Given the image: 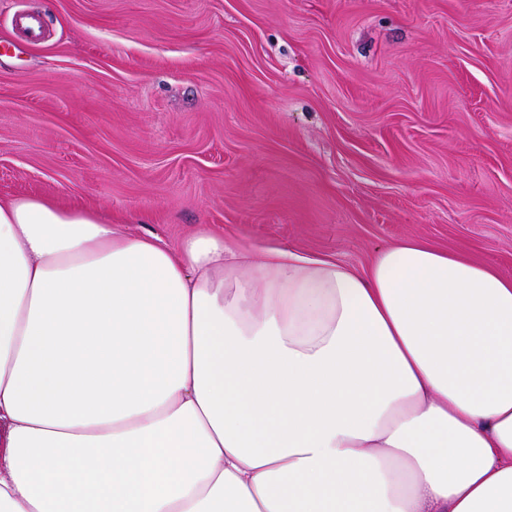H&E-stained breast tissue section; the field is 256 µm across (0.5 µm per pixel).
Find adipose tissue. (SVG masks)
I'll use <instances>...</instances> for the list:
<instances>
[{
  "label": "adipose tissue",
  "mask_w": 512,
  "mask_h": 512,
  "mask_svg": "<svg viewBox=\"0 0 512 512\" xmlns=\"http://www.w3.org/2000/svg\"><path fill=\"white\" fill-rule=\"evenodd\" d=\"M0 512H512V278L0 199Z\"/></svg>",
  "instance_id": "obj_1"
}]
</instances>
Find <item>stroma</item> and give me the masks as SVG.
<instances>
[{"label": "stroma", "mask_w": 512, "mask_h": 512, "mask_svg": "<svg viewBox=\"0 0 512 512\" xmlns=\"http://www.w3.org/2000/svg\"><path fill=\"white\" fill-rule=\"evenodd\" d=\"M18 194L173 247L363 270L412 239L512 277V0H0Z\"/></svg>", "instance_id": "1"}]
</instances>
